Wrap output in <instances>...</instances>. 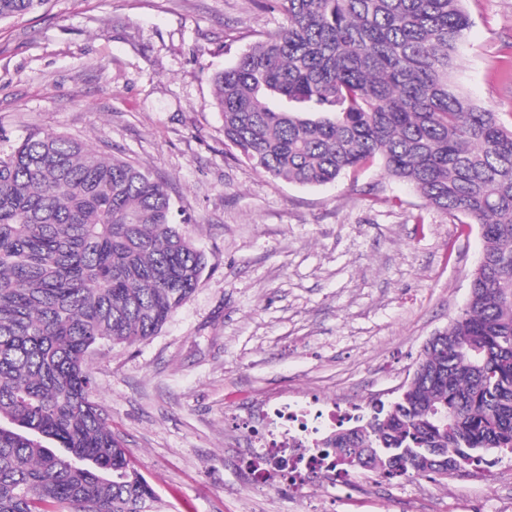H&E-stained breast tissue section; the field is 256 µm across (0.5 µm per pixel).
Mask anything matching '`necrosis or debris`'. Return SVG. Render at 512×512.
<instances>
[{"label":"necrosis or debris","mask_w":512,"mask_h":512,"mask_svg":"<svg viewBox=\"0 0 512 512\" xmlns=\"http://www.w3.org/2000/svg\"><path fill=\"white\" fill-rule=\"evenodd\" d=\"M265 415L270 427L261 432L251 460L257 486L300 488L319 474L340 481L350 478L342 463L322 457L313 447L347 420L348 411L314 400L276 404Z\"/></svg>","instance_id":"obj_1"}]
</instances>
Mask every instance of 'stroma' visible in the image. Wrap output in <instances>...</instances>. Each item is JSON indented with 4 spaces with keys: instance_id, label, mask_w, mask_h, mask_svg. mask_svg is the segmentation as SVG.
<instances>
[{
    "instance_id": "obj_1",
    "label": "stroma",
    "mask_w": 512,
    "mask_h": 512,
    "mask_svg": "<svg viewBox=\"0 0 512 512\" xmlns=\"http://www.w3.org/2000/svg\"><path fill=\"white\" fill-rule=\"evenodd\" d=\"M453 75L512 112V0H465ZM281 17L252 0H47L0 22V150L41 130L167 182L208 258L162 330L103 344L92 398L164 512H512V455L446 478H315L253 487L262 404L396 398L427 340L461 313L483 240L380 167L301 186L233 160L212 76Z\"/></svg>"
}]
</instances>
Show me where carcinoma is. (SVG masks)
Instances as JSON below:
<instances>
[{
    "label": "carcinoma",
    "mask_w": 512,
    "mask_h": 512,
    "mask_svg": "<svg viewBox=\"0 0 512 512\" xmlns=\"http://www.w3.org/2000/svg\"><path fill=\"white\" fill-rule=\"evenodd\" d=\"M44 2L0 0V22ZM256 3L283 22L212 78L224 145L298 185L378 163L484 241L465 309L402 394L321 447L388 478L512 454V121L452 81L463 0ZM206 267L145 170L49 132L0 153V512H158L87 357L160 332Z\"/></svg>",
    "instance_id": "obj_1"
}]
</instances>
